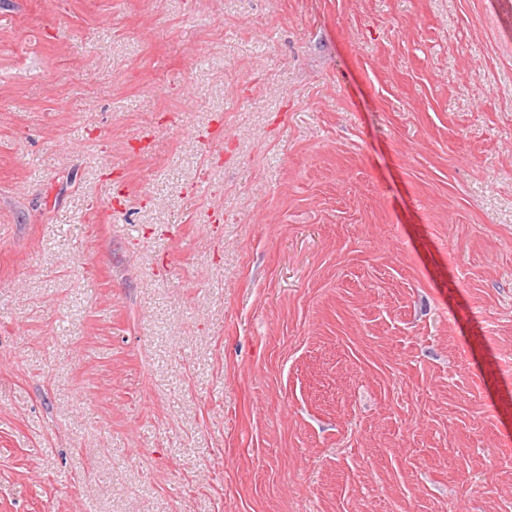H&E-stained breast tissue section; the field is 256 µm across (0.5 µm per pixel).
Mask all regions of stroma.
<instances>
[{"label": "stroma", "instance_id": "1", "mask_svg": "<svg viewBox=\"0 0 512 512\" xmlns=\"http://www.w3.org/2000/svg\"><path fill=\"white\" fill-rule=\"evenodd\" d=\"M0 512H512V0H0Z\"/></svg>", "mask_w": 512, "mask_h": 512}]
</instances>
